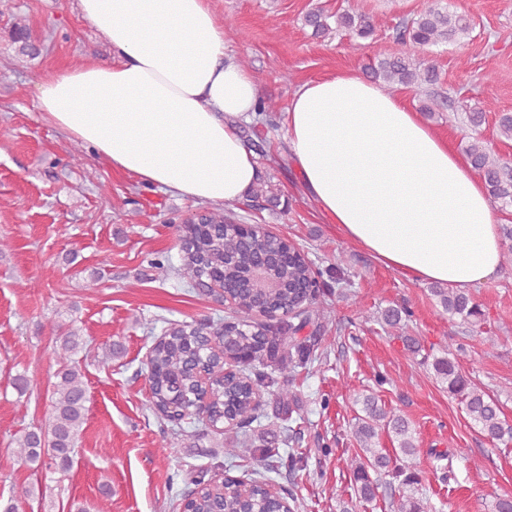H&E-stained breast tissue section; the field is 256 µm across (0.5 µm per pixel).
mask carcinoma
<instances>
[{
    "label": "carcinoma",
    "mask_w": 512,
    "mask_h": 512,
    "mask_svg": "<svg viewBox=\"0 0 512 512\" xmlns=\"http://www.w3.org/2000/svg\"><path fill=\"white\" fill-rule=\"evenodd\" d=\"M302 25L311 29L317 39H326L334 33L348 31L355 37L366 39L373 36L377 26L374 16L362 13L354 7L329 13L322 8L308 11ZM472 26L462 14L447 8L433 6L397 27L394 41L404 50L384 56L371 67V76L388 90L398 86L426 89L439 83L436 68L419 58L411 48H427L458 41L470 36ZM277 111L274 103L260 100L254 121L265 127L272 124L271 114ZM456 118L475 130L486 122L487 112L482 107L458 105ZM464 152L473 168L484 179L490 199L500 210L512 208V162L493 152L477 136L467 137ZM250 198L279 205L280 194L274 186L260 181ZM233 223L232 212L226 209H208L202 223L193 225L192 245L184 253L178 267L155 265L166 272L195 286L209 278L213 271H224V279L235 285L237 316L234 321L196 325L173 323L159 336L151 349L147 365L151 392L147 407L154 414L175 424L185 419L199 399L200 382L198 368L202 367L213 380L211 415L229 429H242L258 419L256 390L278 386L276 401L288 408L292 392L278 385V378L288 379L300 369H309L318 358L306 338L298 334L313 320L320 318L323 307L319 301V289H310L313 270L301 258L280 270L283 288L266 299V311L277 312L294 305L297 322L287 321L278 329V335L268 339L265 326L256 321L260 314L249 300V289L244 287V274L259 265L269 255L285 247L283 240L261 226L253 235L239 239L226 232L225 225ZM431 293L450 319L475 326L481 321L480 306L464 291L435 286ZM404 311L387 309L382 313L383 323L399 332L408 349L419 352L415 339L407 335L408 320ZM59 345L53 356L59 369L53 383L52 404L48 418L35 429L16 439V454L32 470L52 469L65 477L74 464L77 437L87 411V389L81 371L71 365V357L84 346V338L74 327V320L57 321L51 325ZM243 351L251 353V361L243 371L226 372V359H234ZM437 380L448 393L463 405L467 417L481 434L493 442L512 441V424L505 418L497 398L472 384L460 370L455 359H435ZM361 405V414L355 417L353 437L359 454L347 462L356 484L358 498L372 501L379 489V476L390 474L398 480L397 495L391 498L393 512H433L430 500L419 494V479L411 460L417 453V437L406 418L379 403L373 395L361 394L355 398ZM387 433L397 443L396 454L402 456L404 465H393L386 449L380 447L379 436ZM278 432L263 428L258 435L262 447L253 443H241L238 453L259 456L269 462V469L276 468L282 457L275 446ZM254 509L267 512L277 507L267 490L268 477L255 473L251 479ZM238 494L229 485L224 497L204 496L195 504V512H237Z\"/></svg>",
    "instance_id": "obj_1"
}]
</instances>
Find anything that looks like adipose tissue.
<instances>
[{
    "label": "adipose tissue",
    "instance_id": "1",
    "mask_svg": "<svg viewBox=\"0 0 512 512\" xmlns=\"http://www.w3.org/2000/svg\"><path fill=\"white\" fill-rule=\"evenodd\" d=\"M111 50L60 71L38 110L141 183L205 204L249 195L259 167L239 137L258 101L226 51L211 0H78ZM284 138L320 216L352 245L417 281L467 291L492 278L502 245L481 178L417 112L353 72L303 84Z\"/></svg>",
    "mask_w": 512,
    "mask_h": 512
}]
</instances>
